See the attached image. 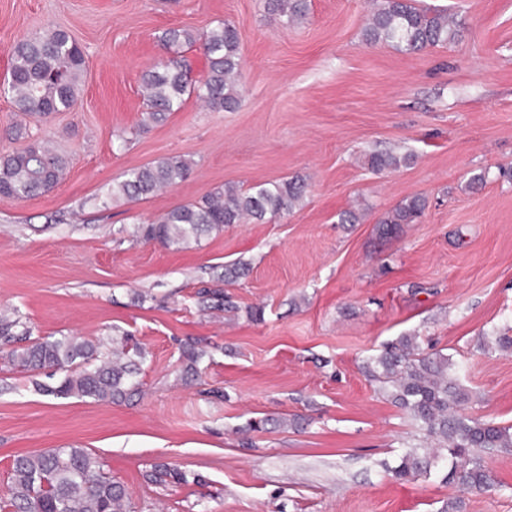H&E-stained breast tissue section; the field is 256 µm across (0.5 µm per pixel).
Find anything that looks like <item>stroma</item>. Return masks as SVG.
Segmentation results:
<instances>
[{
	"mask_svg": "<svg viewBox=\"0 0 512 512\" xmlns=\"http://www.w3.org/2000/svg\"><path fill=\"white\" fill-rule=\"evenodd\" d=\"M463 27L445 47L405 54L367 44L372 0H308L283 26L265 0H0V153L21 116L3 86L9 47L66 30L85 55L76 106L40 127L71 158L63 183L0 197V313L14 335L130 334L146 349L141 393L97 402L42 395L0 358V501L14 456L86 449L127 488L134 512H444L460 496L442 471L388 476L423 435L361 371L399 336L464 364L470 413L512 425V0H418ZM236 24L240 102L191 97L146 122L142 73L164 62L165 30ZM407 164L380 173L366 153ZM166 156L190 175L153 196H107L130 169ZM486 172L485 184L469 179ZM302 177L304 200L260 224H233L175 250L137 237L169 208L214 188ZM420 196L417 223L380 237L377 221ZM354 210L356 224L339 221ZM234 311L197 292L226 266ZM200 382L183 376L188 341ZM184 482L159 485L154 465ZM492 494L465 512H512V451L488 461Z\"/></svg>",
	"mask_w": 512,
	"mask_h": 512,
	"instance_id": "35a3bbf8",
	"label": "stroma"
}]
</instances>
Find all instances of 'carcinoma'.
Segmentation results:
<instances>
[{
	"label": "carcinoma",
	"mask_w": 512,
	"mask_h": 512,
	"mask_svg": "<svg viewBox=\"0 0 512 512\" xmlns=\"http://www.w3.org/2000/svg\"><path fill=\"white\" fill-rule=\"evenodd\" d=\"M266 10L290 25L306 16L308 4L306 0H266ZM363 36L370 44H387L412 53L458 40L461 24L443 11L420 8L413 0H378ZM160 41L170 58L142 75L151 121L165 120L180 110L190 95L217 111L238 104L240 50L233 23L221 22L202 35L207 72L198 83L189 78L190 67L181 55L183 46L195 43L194 35L173 28L164 31ZM9 55L7 92L16 111L39 121L77 104L86 66L83 51L67 31L49 30L18 41L11 45ZM14 134L27 144L0 155V196L24 199L55 188L69 167L67 155L49 138L34 134L27 124L17 125ZM403 161L390 150L367 157L373 171L396 168ZM189 172V164L179 157L159 158L129 170L123 180L112 184L110 197H146L185 179ZM305 189L304 180L298 178L257 183L247 189L226 185L194 203L168 209L141 232L165 247L182 248L228 224L261 222L268 214L291 210L302 202ZM424 209L423 198H407L379 221V231L395 234L401 225L414 223ZM198 295L206 308L213 301L233 307L230 297L219 288H204ZM6 357L28 373L53 380L51 384L36 383L47 396L119 403L138 393L137 376L146 354L127 336L106 340L63 336L54 340L30 338L27 345L6 352ZM362 372L424 432L425 448L405 451L399 463L388 468L393 477L405 480L428 475L448 460L446 478L460 492L495 490L485 456L512 449V426L467 413L473 395L459 382L456 364L448 354L424 351L419 336L409 334L368 357ZM8 479L9 498L0 503L3 512H131L123 483L106 473L103 463L84 448L18 455Z\"/></svg>",
	"instance_id": "obj_1"
}]
</instances>
